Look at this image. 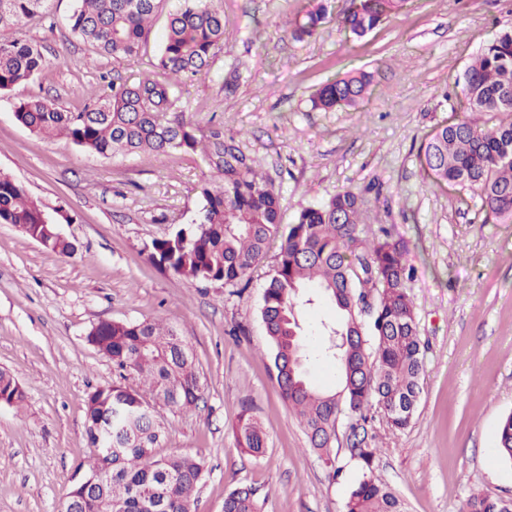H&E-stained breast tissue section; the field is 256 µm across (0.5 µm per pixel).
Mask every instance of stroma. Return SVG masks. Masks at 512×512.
I'll return each instance as SVG.
<instances>
[{
  "label": "stroma",
  "instance_id": "1",
  "mask_svg": "<svg viewBox=\"0 0 512 512\" xmlns=\"http://www.w3.org/2000/svg\"><path fill=\"white\" fill-rule=\"evenodd\" d=\"M328 18L304 40L288 23L310 0H223L224 39L206 70L178 84L177 106L198 134L223 128L272 183L282 224L345 190L363 193V234L378 225L410 244L425 371L412 423L372 428L380 453L372 478L408 512H462L471 493L512 501V467L496 430L512 412V224H491L478 198L433 184L419 160L428 134L458 111L464 67L497 33L512 30V0H409L360 38ZM179 0H162L139 55L115 59L72 34L74 0H48L43 17L0 30L36 44L43 69L18 93H0V172L47 207L77 251L64 257L0 224V369L23 387L21 407L0 404V512H57L93 455L86 437L90 391L116 379L88 343L102 321L160 320L192 346L204 381L198 408H161L159 454L205 465L193 512H224V496L255 489L260 512H345L361 467L337 447L331 478L284 402L268 357L262 294L279 239L243 291L189 282L148 258L153 240L198 222L203 153L83 151L41 139L15 118L16 94L67 112L109 94L114 76L159 78L156 56ZM352 70L373 77L362 111L313 107V94ZM239 80L226 93L231 73ZM249 412L268 434L257 457L241 454L233 428Z\"/></svg>",
  "mask_w": 512,
  "mask_h": 512
}]
</instances>
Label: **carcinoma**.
Segmentation results:
<instances>
[{
  "mask_svg": "<svg viewBox=\"0 0 512 512\" xmlns=\"http://www.w3.org/2000/svg\"><path fill=\"white\" fill-rule=\"evenodd\" d=\"M47 0H0V28L20 25L41 13ZM70 30L100 53L133 59L142 35L161 0H77ZM407 0H349L337 20L346 37H362ZM318 0L296 15L290 33L296 40L312 36L327 18ZM224 38L221 0H183L171 13L158 68L164 80L136 84L115 79L111 94L82 112H65L51 100L21 96L13 102L19 123L46 139L64 136L97 155L164 154L202 151L218 182L201 186L199 222L175 235L152 241L149 259L192 282L237 287L265 257L272 237L281 238L267 280L261 318L270 345L275 379L283 400L299 419L310 443L308 451L333 475L340 420L346 422L350 459L371 468L379 452L370 422L379 411L394 429L413 420L421 394L423 352L414 303L408 288L413 268L409 244L384 226L362 236L364 197L353 191L306 207L280 231L278 195L232 137L221 130L198 136L185 113L177 111L172 79L204 71L212 51ZM45 66L37 45L0 40V92L28 83ZM371 75L349 73L324 84L313 103L320 109L357 110L369 97ZM461 113H453L422 143L419 158L438 186L477 196L486 222L512 224V30L485 44L462 74ZM490 114L494 124L481 125L476 114ZM54 217L42 203L6 174L0 173V224H15L44 248L70 256L74 244L61 237ZM372 303L365 304L367 298ZM325 307L331 315L312 327L305 314ZM323 342L306 352V338ZM88 341L112 361L122 379L134 375L141 388L120 383L98 387L86 401V435L112 429L116 451L94 454L87 472L106 481L104 497L88 512H188L204 478L200 459L188 454L156 452L165 425L154 410L197 407L204 384L189 344L160 321L100 322ZM332 363L337 389L314 387L305 361ZM25 393L19 382L0 370V403L20 406ZM235 439L240 451L257 457L266 448L261 424L242 417ZM497 449L512 464V413L498 428ZM346 512H405L390 487L364 477L350 492ZM466 512H501L500 501L470 495ZM224 512H259L254 491L237 487L224 497Z\"/></svg>",
  "mask_w": 512,
  "mask_h": 512,
  "instance_id": "cac0c4a2",
  "label": "carcinoma"
}]
</instances>
